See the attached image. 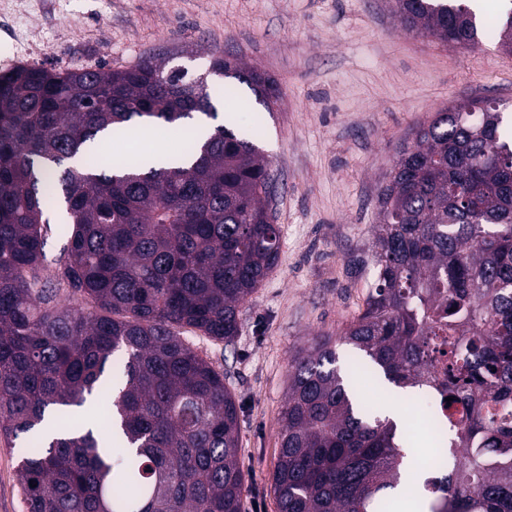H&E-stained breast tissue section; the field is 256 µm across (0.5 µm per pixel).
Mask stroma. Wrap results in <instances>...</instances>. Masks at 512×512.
I'll return each instance as SVG.
<instances>
[{
	"mask_svg": "<svg viewBox=\"0 0 512 512\" xmlns=\"http://www.w3.org/2000/svg\"><path fill=\"white\" fill-rule=\"evenodd\" d=\"M500 3L486 0L481 41L464 48L407 30L392 0H0V73L117 68L181 50L191 70L226 53L278 83L273 108L242 85L217 121L259 130L275 178L279 259L242 305L232 344L180 331L240 406L245 512H277L271 473L293 360L364 308L373 278L362 261L399 147L466 98L512 111V54L494 33ZM18 464L0 437V512H24Z\"/></svg>",
	"mask_w": 512,
	"mask_h": 512,
	"instance_id": "35a3bbf8",
	"label": "stroma"
}]
</instances>
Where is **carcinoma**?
<instances>
[{"label": "carcinoma", "mask_w": 512, "mask_h": 512, "mask_svg": "<svg viewBox=\"0 0 512 512\" xmlns=\"http://www.w3.org/2000/svg\"><path fill=\"white\" fill-rule=\"evenodd\" d=\"M413 29L478 42L458 0H394ZM512 53V10L499 33ZM213 75L269 108L276 81L214 55ZM167 53L113 69L0 74V435L21 440L25 512H243L239 406L180 336L231 344L240 307L275 266L272 177L253 139L206 138L226 83L167 81ZM500 105L441 109L404 144L379 195L362 313L339 339L402 389L429 388L450 434L425 481L430 512H512V132ZM183 135L184 164L144 155L71 161L140 128ZM64 240L45 266L49 234ZM67 290L78 302L60 304ZM336 341L294 365L271 475L278 512H383L410 444L354 401ZM112 392L105 410L88 405ZM454 397L451 402L447 397ZM108 424L113 455L78 409Z\"/></svg>", "instance_id": "cac0c4a2"}]
</instances>
